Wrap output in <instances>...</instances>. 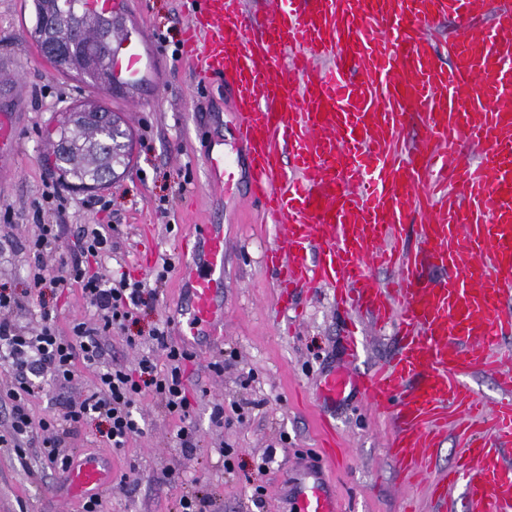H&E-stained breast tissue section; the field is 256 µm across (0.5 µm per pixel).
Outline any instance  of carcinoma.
<instances>
[{"mask_svg":"<svg viewBox=\"0 0 512 512\" xmlns=\"http://www.w3.org/2000/svg\"><path fill=\"white\" fill-rule=\"evenodd\" d=\"M64 2L67 3L66 11L59 16L58 0H32L36 20H53L50 26L35 24L33 40L42 48L54 34L81 32L82 36L69 39L68 60L59 71L74 73L105 93H112V71L106 58L111 55L112 39L120 32L119 20L112 17V8L93 6L94 0ZM92 54L98 56L99 62L88 70L84 62ZM98 107V103L71 104L60 111L46 132L53 170L63 179L71 178L85 188L101 185L103 174L113 175L115 167L129 162V133L112 111L105 120L90 114V110Z\"/></svg>","mask_w":512,"mask_h":512,"instance_id":"cac0c4a2","label":"carcinoma"}]
</instances>
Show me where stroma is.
Masks as SVG:
<instances>
[{
	"label": "stroma",
	"mask_w": 512,
	"mask_h": 512,
	"mask_svg": "<svg viewBox=\"0 0 512 512\" xmlns=\"http://www.w3.org/2000/svg\"><path fill=\"white\" fill-rule=\"evenodd\" d=\"M129 18L164 61L135 95L136 109L123 96L104 97L92 84L57 71L31 38L35 15L31 0H0V116L16 123L15 142L0 155V230L13 243L0 256V285L23 292L34 258L28 250L33 234L32 208L47 187L58 188L65 208L49 213L64 234L46 257L55 267L68 257L79 231L88 224L112 225V255L89 263L93 273H129L157 290L125 330L105 340L113 362L134 366L136 350L126 337L144 336L155 325L169 324L171 342L182 346L176 320L188 301L185 260L202 245L201 227L224 232V328L205 332L188 363L189 387L199 389L193 423L197 448L182 454L175 433L177 418L165 414L152 396L137 403L143 434L116 451L95 425L83 427L69 442L77 458L98 456L112 471L101 491L104 512H176L182 495H206L210 512H287L288 485L310 467L330 477L344 512H440L430 496L434 479L453 464L457 448L447 439L422 475L408 479L384 449L388 418L347 389L336 403H322L317 387L328 372L344 367L342 336L349 314L336 310L327 290L304 291L293 305L280 308L275 273L268 253L280 243L273 225L260 221L261 208L248 197V162L235 168L237 189L226 194L209 178L207 158L230 152L235 115L232 93L222 80L198 84L173 45L162 37H183L188 17L183 0H124ZM106 99L120 113L133 140L131 163L111 184L90 191L69 188L46 160L45 135L60 106ZM171 267L165 281L155 273ZM39 305L54 310L60 335L73 320L88 316L78 285H46ZM364 349L356 372L367 373L396 352L398 341L379 333L367 319L359 321ZM223 361L222 373L209 365ZM94 372L78 366L66 391L47 389L33 398L31 412L40 418L60 410L64 400L80 397ZM224 406V424L210 420L214 404ZM328 414L345 453L328 458L317 431L318 413ZM275 449L265 462L267 449ZM182 477L163 480L169 467ZM134 479L120 483L125 472ZM266 488L263 498L255 485ZM83 496L71 491L62 473L28 475L14 452L0 447V512H81Z\"/></svg>",
	"instance_id": "obj_1"
}]
</instances>
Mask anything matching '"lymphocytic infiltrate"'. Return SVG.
I'll use <instances>...</instances> for the list:
<instances>
[{"label":"lymphocytic infiltrate","mask_w":512,"mask_h":512,"mask_svg":"<svg viewBox=\"0 0 512 512\" xmlns=\"http://www.w3.org/2000/svg\"><path fill=\"white\" fill-rule=\"evenodd\" d=\"M34 235L29 250L34 257L31 293H41L46 281L61 288L76 284L89 305L90 317L73 320L70 336L58 334L50 310H41L35 326H19L16 314L24 302L7 289H0V366L7 368L10 379L0 384V408L7 415V431L0 434V447L13 449L18 459H25L30 448L40 449L42 467L52 472L67 471L74 463L66 453L69 438L83 425L98 422L100 434L112 448L121 449L143 429L133 408L143 394H151L156 404L181 423L176 441L182 451L197 446L193 424V400L187 385L186 367L193 353L169 342L167 323L154 326L147 339L126 337L130 348L150 343L151 351L141 353L134 367L106 361L105 338L114 328L133 320L154 289L143 282L129 281L89 273L83 261L112 253V227L92 224L84 227L69 259L48 272L44 262L62 237V227L45 223L42 212H34ZM164 355L165 367H158L157 355ZM96 371L93 385L79 398L67 400L62 415L34 418L30 402L40 388L34 380L48 376L54 388H68L77 365Z\"/></svg>","instance_id":"1"}]
</instances>
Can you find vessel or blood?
I'll return each mask as SVG.
<instances>
[{
	"label": "vessel or blood",
	"instance_id": "obj_1",
	"mask_svg": "<svg viewBox=\"0 0 512 512\" xmlns=\"http://www.w3.org/2000/svg\"><path fill=\"white\" fill-rule=\"evenodd\" d=\"M185 53L200 78L233 92L234 147L249 163L251 198L262 201L283 248L270 261L279 298L331 289L337 303L397 329L398 349L369 374L333 371L320 383L332 402L348 385L389 411L387 453L418 474L428 449L455 435V464L431 486L447 505L463 487L468 512H512V0L479 37L468 35L487 0H270L255 24L242 0H185ZM455 16L462 34L439 51L430 30ZM157 65L127 26L112 43L115 90L133 92ZM425 135L402 146L409 121ZM477 151L461 158L463 144ZM212 185L235 174L208 159ZM463 199L448 206L450 189ZM421 216L422 256L400 245L408 207ZM441 271L423 284L420 262ZM376 268L397 277L382 285ZM186 343L224 320V236L206 230L188 265ZM484 370L501 396L493 411L466 384ZM485 430L476 438L463 418ZM70 483L97 491L112 478L95 458ZM290 512H336L323 477L308 472L290 490Z\"/></svg>",
	"mask_w": 512,
	"mask_h": 512
}]
</instances>
